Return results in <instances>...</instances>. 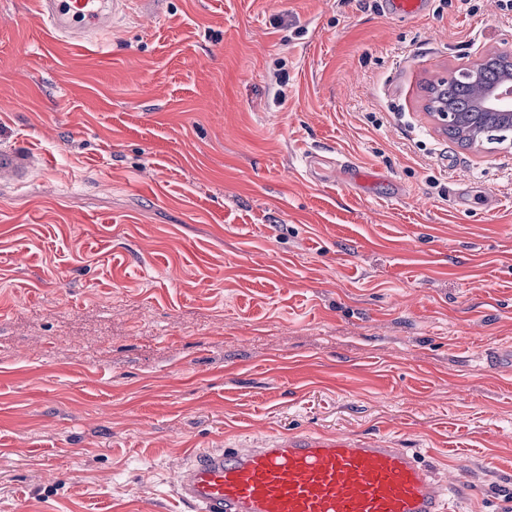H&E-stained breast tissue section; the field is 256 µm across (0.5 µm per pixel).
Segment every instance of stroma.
I'll return each instance as SVG.
<instances>
[{"mask_svg": "<svg viewBox=\"0 0 512 512\" xmlns=\"http://www.w3.org/2000/svg\"><path fill=\"white\" fill-rule=\"evenodd\" d=\"M471 3L150 0L74 48L0 0V148L44 159L0 186V512H189L191 453L294 433L512 512V140L425 109L512 52Z\"/></svg>", "mask_w": 512, "mask_h": 512, "instance_id": "35a3bbf8", "label": "stroma"}]
</instances>
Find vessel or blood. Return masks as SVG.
<instances>
[{"label": "vessel or blood", "mask_w": 512, "mask_h": 512, "mask_svg": "<svg viewBox=\"0 0 512 512\" xmlns=\"http://www.w3.org/2000/svg\"><path fill=\"white\" fill-rule=\"evenodd\" d=\"M51 28L79 43L111 30L129 0H38ZM30 150L0 149V181L35 170ZM172 488L191 512H446L449 488L432 466L384 440L292 435L257 446L208 448Z\"/></svg>", "instance_id": "1"}]
</instances>
